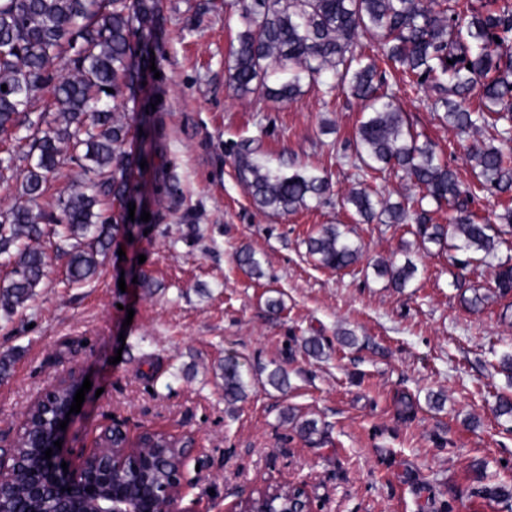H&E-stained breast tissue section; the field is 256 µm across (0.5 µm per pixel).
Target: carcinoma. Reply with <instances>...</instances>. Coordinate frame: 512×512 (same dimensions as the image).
I'll return each mask as SVG.
<instances>
[{
    "instance_id": "1",
    "label": "carcinoma",
    "mask_w": 512,
    "mask_h": 512,
    "mask_svg": "<svg viewBox=\"0 0 512 512\" xmlns=\"http://www.w3.org/2000/svg\"><path fill=\"white\" fill-rule=\"evenodd\" d=\"M242 30L224 65V82L240 96L294 99L306 82L325 93L341 91L363 104L356 127L352 166L358 186L342 198L343 208L369 224H416L424 243L451 248L465 258L463 266L486 264L512 236V4L498 0H235ZM155 27L152 0H0V134L23 128L26 135L3 149L0 182L11 179L15 161L27 162L22 197L25 203L0 209V263L12 267V279L0 289V307L13 311L35 295L50 266V257L26 241L50 233L72 241L66 277L71 284L92 278L100 257L120 230L123 216L103 213L106 204L126 203L133 167L144 156L126 148L127 126L115 116L116 101L136 95L141 61L135 59L131 36ZM379 43L378 57L356 52L360 39ZM287 77L269 84L270 70ZM51 89L58 115L35 112V104ZM113 92H107V89ZM429 89L445 108L444 119L462 133L480 134L464 146L478 169L477 182L462 183L440 157L433 142L419 141L407 123L399 93ZM236 168L252 201L260 209L295 213L318 202L329 180L311 171L284 173L260 162L253 140L235 145ZM83 160L93 174L90 184L62 204L61 215L33 211L48 178L70 161ZM399 168L416 192L389 203L365 186L374 173ZM495 198L496 223L474 210L484 196ZM448 206V223H431L424 202ZM308 253L326 269L355 265L361 248L338 224L325 225L305 240ZM237 266L262 276L251 249L236 252ZM391 286L404 288L415 267L407 261L375 264ZM498 296L512 295V257L498 263ZM224 400L234 404L246 395L249 379L239 363L224 360ZM71 389L54 393L51 407L29 413L18 439L27 459L41 457L50 444L53 423L64 413ZM140 479L159 486L168 482L174 453L163 435L155 436L140 459ZM30 471L22 470L12 485L0 490L3 512H46L26 493ZM129 495L138 482L117 474L99 481Z\"/></svg>"
}]
</instances>
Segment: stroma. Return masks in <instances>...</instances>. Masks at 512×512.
I'll use <instances>...</instances> for the list:
<instances>
[{"label":"stroma","mask_w":512,"mask_h":512,"mask_svg":"<svg viewBox=\"0 0 512 512\" xmlns=\"http://www.w3.org/2000/svg\"><path fill=\"white\" fill-rule=\"evenodd\" d=\"M228 2L156 0L155 68L143 71L136 98L118 103L127 146L147 161L132 172V202L151 218L119 233L79 287L65 279L55 237L38 240L53 260L36 297L0 309V358L10 360L0 445L13 442L38 396L77 372L93 390L67 427L64 461L114 421L133 438L192 437L194 485L183 504L195 512H231L256 485L293 478L307 482L318 512H512V498L481 494L512 486V421L496 413L498 395L512 389L498 364L512 350V308L495 293L493 268H460L454 249L422 247L412 225L360 224L342 209L358 183L360 102L308 86L282 103L235 94L224 61L241 23ZM402 109L472 181L464 137L435 112L432 93L403 99ZM245 138L271 166L329 176L322 203L288 215L257 209L235 169L233 147ZM337 222L364 250L340 272L320 267L304 243ZM243 246L263 277L237 267ZM377 260L417 272L397 290L375 274ZM144 275L151 287L138 284ZM461 280L487 295L482 311L464 307ZM271 298L282 302L274 314ZM345 331L353 345L340 343ZM312 336L324 342L317 358L302 348ZM228 357L251 380L232 406L220 369ZM278 366L289 373L283 391L267 382ZM306 420L319 434L299 435Z\"/></svg>","instance_id":"obj_1"}]
</instances>
